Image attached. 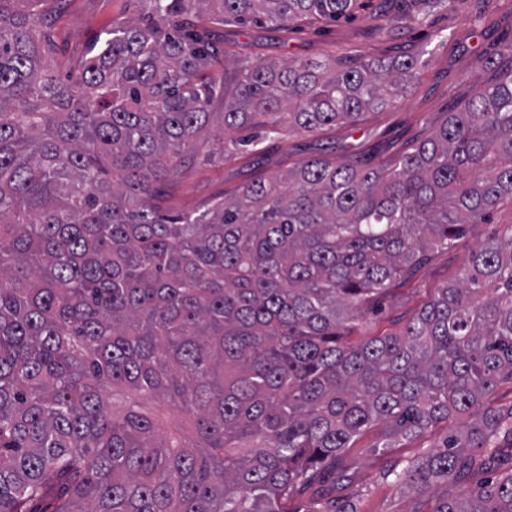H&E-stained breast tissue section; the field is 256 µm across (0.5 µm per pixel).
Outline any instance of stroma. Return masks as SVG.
<instances>
[{
	"instance_id": "1",
	"label": "stroma",
	"mask_w": 512,
	"mask_h": 512,
	"mask_svg": "<svg viewBox=\"0 0 512 512\" xmlns=\"http://www.w3.org/2000/svg\"><path fill=\"white\" fill-rule=\"evenodd\" d=\"M392 9L391 0H359L351 17L334 22L309 19L285 29L271 23L209 24L212 42L226 54L267 62L332 56L343 63L358 55L384 59L416 51L440 30L451 32L453 38L438 48L406 99L367 113L357 125L287 132L263 140L264 152L259 155L253 143L261 140L260 129L246 127L224 134L218 122H211L212 148H220L226 140L236 141V148L223 161L199 160L186 168L167 185L166 207L179 213L196 211L214 198L234 194L255 175L275 177L311 157L355 159L373 166L388 162L407 144L431 135L448 113L466 103L477 85L493 79L491 62L512 59V0H466L459 10L435 6L428 25L416 26L406 14L397 30L380 36L377 29ZM142 14L139 0H55L40 28L52 44L58 71L74 75L100 32L140 22ZM511 223L512 210L494 211L488 223L471 225L454 247L429 251L412 278L370 303L360 335L395 331L399 321L418 312L438 288L458 281L474 248ZM382 434V427H375L346 451L349 482L338 485L330 479L305 490L292 502L295 512L345 497L355 501L358 512H408L411 500L399 486L382 479L381 473L393 460L440 444L446 429L437 427L424 438L403 441L384 454L374 449Z\"/></svg>"
}]
</instances>
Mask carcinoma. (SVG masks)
<instances>
[{
    "instance_id": "carcinoma-1",
    "label": "carcinoma",
    "mask_w": 512,
    "mask_h": 512,
    "mask_svg": "<svg viewBox=\"0 0 512 512\" xmlns=\"http://www.w3.org/2000/svg\"><path fill=\"white\" fill-rule=\"evenodd\" d=\"M45 2L0 0V512H292L380 424L384 451L447 429L383 473L406 494L501 471L429 512H512V406L494 397L512 228L396 332L345 341L425 252L512 208V66L388 166L311 157L170 215L161 185L211 160L217 94L226 131L352 126L406 96L429 50L221 77L196 20L287 26L358 0H141L150 23L103 32L63 81ZM157 403L189 430L159 433Z\"/></svg>"
}]
</instances>
